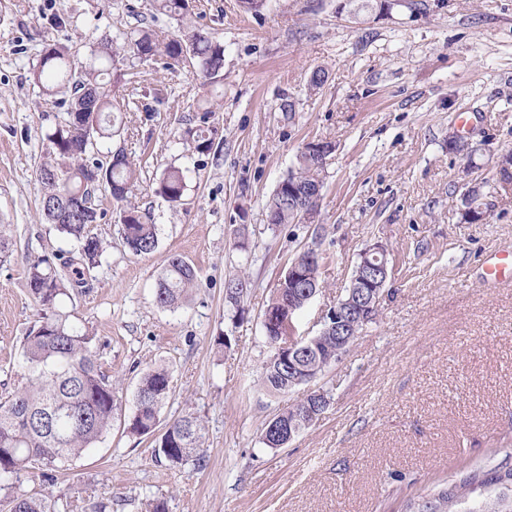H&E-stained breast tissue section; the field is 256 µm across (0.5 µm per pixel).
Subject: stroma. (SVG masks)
Here are the masks:
<instances>
[{
	"label": "stroma",
	"mask_w": 512,
	"mask_h": 512,
	"mask_svg": "<svg viewBox=\"0 0 512 512\" xmlns=\"http://www.w3.org/2000/svg\"><path fill=\"white\" fill-rule=\"evenodd\" d=\"M149 26L177 34L152 0H0V399L25 381L22 341L40 305L27 287L30 262L79 256L76 242L40 211L37 177L47 130L67 109L65 90L43 94L31 74L43 42L84 66L111 33ZM189 24L224 46L220 85L202 88L189 64L162 73L139 65L122 97L151 104L128 112L112 149L139 167L130 200L149 211L158 246L124 244L117 215L92 225L101 263L62 311L95 338L106 374L120 378L111 432L58 475L66 512L86 501L112 512H404L432 482L492 466L512 453V282L484 283L488 262L512 251V185L496 161L512 154V0H193ZM326 81L310 90L314 71ZM210 99L209 116L195 102ZM292 103L285 111L284 103ZM207 123L216 154L189 151L185 129ZM463 137L468 151L449 150ZM327 141L315 222L276 226L267 202L301 147ZM170 166L186 169L180 203L156 195ZM478 191L483 220L463 218ZM389 252L391 276L375 323L317 381L331 403L278 450L259 442L289 399L259 385L273 348L262 314L283 270L314 248L323 286L294 318L311 336L345 294L361 252ZM198 281L177 308L155 301L171 255ZM248 277L242 314L224 284ZM231 338L218 348L219 335ZM165 364L172 395L161 422L191 414L204 427L202 466L156 460L152 440L128 433L142 370Z\"/></svg>",
	"instance_id": "35a3bbf8"
}]
</instances>
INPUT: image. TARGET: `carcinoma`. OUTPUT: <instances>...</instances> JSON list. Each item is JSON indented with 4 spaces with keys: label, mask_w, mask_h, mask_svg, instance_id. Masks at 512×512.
<instances>
[{
    "label": "carcinoma",
    "mask_w": 512,
    "mask_h": 512,
    "mask_svg": "<svg viewBox=\"0 0 512 512\" xmlns=\"http://www.w3.org/2000/svg\"><path fill=\"white\" fill-rule=\"evenodd\" d=\"M160 13L180 19L190 10L189 0H154ZM170 69L188 60L203 87L218 82L224 68V46L198 28H186L170 39H160L142 27L124 33L119 42L105 36L90 47L84 69L73 68L67 52L54 44L42 46L32 77L44 93L59 86L71 88L67 117L45 135L54 160L43 164L38 179L44 186L41 211L48 223L79 244L80 267L74 276L60 273L43 257L28 267L27 286L42 306L39 324L24 336L22 357L27 373L25 386L0 401V491L5 492L8 512H51L47 496L16 494L11 480L34 467L44 468L42 476L53 480L59 472L79 460L89 448L101 442L112 429L117 407L112 379L98 364L94 337L67 322L59 304L70 297L73 278L82 277L101 263L103 247L90 226L98 220L96 200L110 198L121 224V236L136 255H148L158 245L156 226L150 215L128 204V194L138 179L126 153L101 152L98 142L112 139L117 117L113 95L124 72L117 64L134 67L156 58ZM193 149L208 155L214 138L204 128L190 129ZM325 168L312 154L300 151L295 170L282 180L268 202L269 223L297 224L301 210L288 199L286 184L295 185L297 196H306L313 185L324 182ZM187 190L186 175L178 167L167 168L159 179L156 194L168 202L182 200ZM320 264L304 266L305 276L288 286V272L265 309L283 315L288 301H300L320 287ZM197 280L195 268L181 256H170L159 276L155 297L162 307H177L188 297ZM336 335L324 336L298 361L300 372L321 375L336 363ZM292 373L277 364H265L262 383L272 394H285L283 384ZM172 392L171 373L164 366L143 372L135 395V411L128 430L135 435H152L159 427L161 407ZM320 414L311 396L292 402L269 420L260 434L264 447L277 450L288 445V427L298 423L308 428L309 413ZM199 419L186 414L165 424L152 448L154 457L172 467L201 464L197 450L202 444ZM432 502L431 512H512V465L499 463L467 471L457 480L437 483L411 499L404 512H421L419 503Z\"/></svg>",
    "instance_id": "1"
}]
</instances>
